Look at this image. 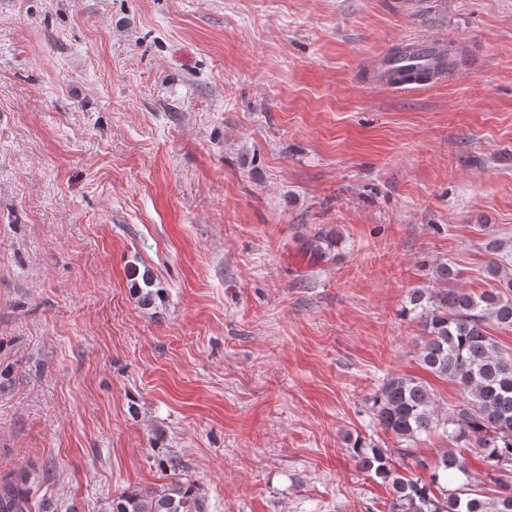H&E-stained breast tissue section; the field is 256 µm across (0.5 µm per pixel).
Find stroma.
<instances>
[{
    "label": "stroma",
    "instance_id": "1",
    "mask_svg": "<svg viewBox=\"0 0 512 512\" xmlns=\"http://www.w3.org/2000/svg\"><path fill=\"white\" fill-rule=\"evenodd\" d=\"M465 63L400 90L382 58ZM512 242V0H0V479L107 512H390L344 435L423 376L408 293ZM161 295L139 302L141 271ZM405 43L409 45V55L404 60H400V62L403 61L404 63L411 64L410 66L417 67L419 71L417 72L416 77L414 78L410 76L408 78L402 79L397 78L395 76H390L389 74L387 75L385 73H382V77H384L390 83L397 84L407 80L427 79L431 77V73H433L434 69H436V71H439L441 65H443L445 70H447L448 68L455 67L459 62L465 59V55L462 54L461 51H459V49L448 47V50H446L443 55V60L439 61L436 66H432L431 63L424 64L422 66H417L416 63L421 61H433V54L443 50V47H440L439 45L436 44H430L421 41H407ZM420 57L425 58L420 59ZM109 512H208L197 486L177 478L152 490L134 489L112 500Z\"/></svg>",
    "mask_w": 512,
    "mask_h": 512
}]
</instances>
